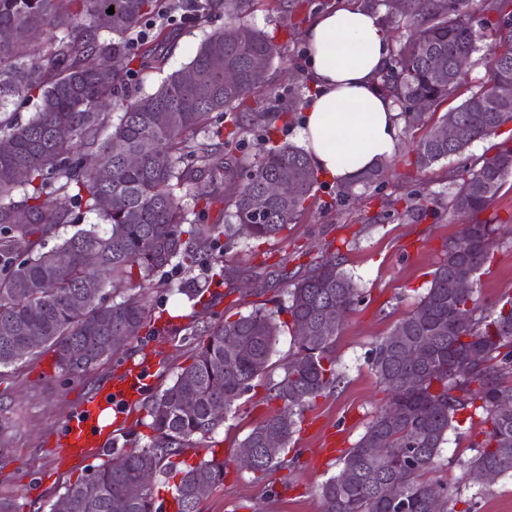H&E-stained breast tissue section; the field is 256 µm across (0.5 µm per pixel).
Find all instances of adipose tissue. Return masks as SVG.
Returning <instances> with one entry per match:
<instances>
[{
  "mask_svg": "<svg viewBox=\"0 0 512 512\" xmlns=\"http://www.w3.org/2000/svg\"><path fill=\"white\" fill-rule=\"evenodd\" d=\"M304 37L317 92L299 139L319 175L347 184L397 149L396 105L377 84L391 42L380 14L360 6L320 14Z\"/></svg>",
  "mask_w": 512,
  "mask_h": 512,
  "instance_id": "ef3b65f1",
  "label": "adipose tissue"
}]
</instances>
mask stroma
Returning <instances> with one entry per match:
<instances>
[{"label": "stroma", "mask_w": 512, "mask_h": 512, "mask_svg": "<svg viewBox=\"0 0 512 512\" xmlns=\"http://www.w3.org/2000/svg\"><path fill=\"white\" fill-rule=\"evenodd\" d=\"M342 0H292L281 8L278 0H254L248 17L258 28L278 32L279 54L269 71L270 90L246 101L249 128L239 154L258 153L264 137L296 143L304 119L303 110L285 114L291 87L311 85L304 32L314 14L335 9ZM223 13L210 21H198L170 30L172 40L164 50L162 71H147L129 79L131 91H151L163 74L181 69L194 57L202 39L223 27ZM458 164L448 159L419 173L409 182L403 163L390 166L383 188H358L357 198L339 196L338 183L319 179L306 209L287 235L268 241L218 245L199 254L194 266L169 265L156 279L158 288L147 291L153 321L167 328L156 336L142 328L111 358L79 376L56 369L52 354L0 370V498L13 500L20 512H50L66 480L86 478L104 462L107 454L88 456L76 466L56 459L51 440L67 410L98 393L125 363L156 353L153 389L170 385L190 356L200 331L234 314H246L275 300H285L282 273L298 274L301 265L321 260L333 251L344 255V268L366 299L345 320L336 338L333 356L342 380L306 407L288 454V467L266 475L229 470L223 486L205 499L202 512H320L319 487L337 474V458L323 455L324 432L342 431L344 448H351L365 433L389 395L370 365L375 346L388 336L394 324L410 312L431 279L446 245L462 229L448 211L452 191L448 173ZM421 189L425 205L436 208L438 218L417 219L396 212V199ZM223 255L242 273L255 275L256 287L246 294H226L224 287L206 286L207 270L216 255ZM204 284L199 302H188L175 289L185 281ZM481 310L494 308L512 296V236L500 234L490 258L481 270L477 286ZM295 350L290 331H282L271 357V367L254 389L237 401L223 426L213 435L219 448L236 454L237 445L252 425L273 412L267 398L269 383L278 379L281 365ZM479 426L459 415L454 431L441 450L434 476L460 484L454 512H512V475L477 490L462 486L457 458L470 457L471 440Z\"/></svg>", "instance_id": "35a3bbf8"}]
</instances>
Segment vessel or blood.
I'll use <instances>...</instances> for the list:
<instances>
[{
	"mask_svg": "<svg viewBox=\"0 0 512 512\" xmlns=\"http://www.w3.org/2000/svg\"><path fill=\"white\" fill-rule=\"evenodd\" d=\"M152 370V362L145 360L123 366L105 390L82 400L66 414L58 442L70 460H82L92 449L111 441L113 416L121 415L126 405L141 396Z\"/></svg>",
	"mask_w": 512,
	"mask_h": 512,
	"instance_id": "b4317fda",
	"label": "vessel or blood"
}]
</instances>
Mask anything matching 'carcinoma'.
Instances as JSON below:
<instances>
[{"label": "carcinoma", "instance_id": "1", "mask_svg": "<svg viewBox=\"0 0 512 512\" xmlns=\"http://www.w3.org/2000/svg\"><path fill=\"white\" fill-rule=\"evenodd\" d=\"M252 0H237V13L224 28L205 37L185 70L172 72L157 89L129 99L123 83L131 64L149 69L163 58L152 44L163 36L140 34L152 15L167 22L175 3L160 0H0V141L12 146L0 153V368L34 354L22 343L37 328L40 344L52 348L54 363L77 374L118 352L137 335L150 311L142 290L154 287V273L176 260L194 263L201 248L221 238L267 240L296 222L311 197L316 176L305 150L291 144L270 145L243 160L235 155L244 124L238 108L262 87L267 73L255 75L252 61L271 62L274 38L247 20ZM395 17L394 27L409 31L393 48L382 88L392 93L414 123L427 124L424 113H409L411 102L426 99L436 108L457 95L464 71L486 37L496 42L491 75L450 111L457 137H433V127L410 150L417 170L451 158L461 159L471 144L498 133L512 120V98L497 95L503 78L512 81V0H411ZM114 13H107L109 7ZM92 56L103 70L88 64ZM440 57L443 73L430 61ZM238 72L234 86L224 85V63ZM193 72L190 82L185 75ZM36 97V112L24 121L10 106ZM220 112L224 131L209 135V116ZM111 171L108 181L82 162L86 153ZM392 160L361 173L344 186L383 181ZM26 171L21 181L6 175ZM512 178V146L452 171L451 208L462 223L459 238L448 246L414 309L401 318L372 351L371 369L389 392L385 407L340 460L341 469L319 487L321 512H448L455 494L425 479L439 463L440 451L467 411L482 424V439L471 443L473 455L457 460L466 480L479 484L482 471L512 472V409L497 405L512 395V298L494 312H479L475 286L489 259L499 226L480 219ZM238 180L227 224H206L201 216L224 201V183ZM210 191L192 193L199 181ZM268 181L282 194L254 213V198ZM109 224L81 227L75 209ZM25 243V250L17 249ZM96 253L89 266L83 253ZM210 273L232 291L240 289L235 267L216 263ZM468 277L472 289L456 281ZM288 305L256 308L202 331L192 356L174 382L147 404L152 434L140 448H112V460L85 480L64 486L59 499L68 512H158L147 472L174 480L177 512H201L202 501L224 484L229 461L212 449L197 463L181 460L186 449L210 438L236 401L268 368L280 316L292 325L305 323L308 338L272 383L268 400L278 410L257 423L240 442L252 456L236 467L265 475L284 464L296 416L335 386L340 377L332 348L344 315L364 296L336 254L314 263L298 278L285 277ZM341 316L327 328L330 308ZM464 318L448 334V312ZM427 345L419 360L406 357ZM193 406H183L186 399ZM218 403L224 413L214 412ZM382 445L368 451L371 437Z\"/></svg>", "mask_w": 512, "mask_h": 512}]
</instances>
